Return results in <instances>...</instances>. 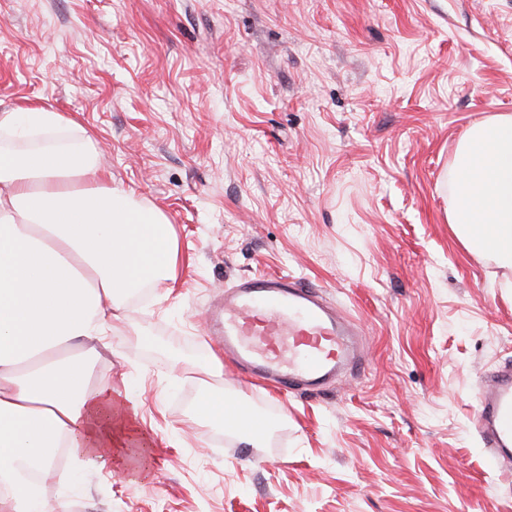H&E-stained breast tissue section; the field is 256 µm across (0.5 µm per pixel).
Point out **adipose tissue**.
Listing matches in <instances>:
<instances>
[{
	"mask_svg": "<svg viewBox=\"0 0 512 512\" xmlns=\"http://www.w3.org/2000/svg\"><path fill=\"white\" fill-rule=\"evenodd\" d=\"M75 127L49 105L0 111L1 136L44 139L0 148V512H66L42 495L39 476L73 482L121 447L134 397L92 383L93 366L128 299L176 275L178 244L163 213L110 184L89 135L53 142ZM456 169L449 224L469 250L512 268V115L474 125ZM195 411L244 432L256 419L220 389L202 390ZM60 448L72 471H54Z\"/></svg>",
	"mask_w": 512,
	"mask_h": 512,
	"instance_id": "1",
	"label": "adipose tissue"
}]
</instances>
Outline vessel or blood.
I'll use <instances>...</instances> for the list:
<instances>
[{
  "label": "vessel or blood",
  "instance_id": "vessel-or-blood-1",
  "mask_svg": "<svg viewBox=\"0 0 512 512\" xmlns=\"http://www.w3.org/2000/svg\"><path fill=\"white\" fill-rule=\"evenodd\" d=\"M225 359L283 392L314 390L360 357L355 324L300 279L256 277L224 294ZM477 419L490 468L512 459V368L495 370L478 394Z\"/></svg>",
  "mask_w": 512,
  "mask_h": 512
}]
</instances>
